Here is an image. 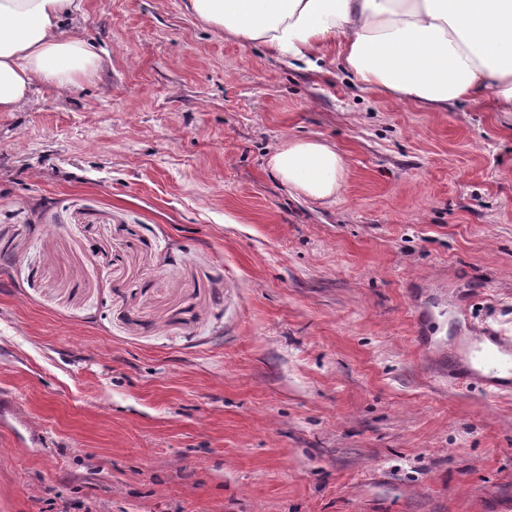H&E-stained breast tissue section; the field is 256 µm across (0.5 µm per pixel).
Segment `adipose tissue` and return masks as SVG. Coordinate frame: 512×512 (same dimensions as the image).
<instances>
[{
	"label": "adipose tissue",
	"instance_id": "adipose-tissue-1",
	"mask_svg": "<svg viewBox=\"0 0 512 512\" xmlns=\"http://www.w3.org/2000/svg\"><path fill=\"white\" fill-rule=\"evenodd\" d=\"M202 24L318 70L338 44L359 86L422 108L492 96L512 112V0H188ZM83 0H0V112L19 111L34 86L60 94L97 67L86 40L64 24ZM267 165L314 200L335 198L343 156L318 139H284Z\"/></svg>",
	"mask_w": 512,
	"mask_h": 512
}]
</instances>
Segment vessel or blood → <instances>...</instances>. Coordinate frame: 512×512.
I'll list each match as a JSON object with an SVG mask.
<instances>
[{
  "label": "vessel or blood",
  "mask_w": 512,
  "mask_h": 512,
  "mask_svg": "<svg viewBox=\"0 0 512 512\" xmlns=\"http://www.w3.org/2000/svg\"><path fill=\"white\" fill-rule=\"evenodd\" d=\"M469 348L478 364L467 367L452 361L448 381L455 385L477 382L494 393L512 391V337L489 327L475 328ZM0 432L12 435L18 445L38 444L40 433L25 426L14 400L0 398Z\"/></svg>",
  "instance_id": "vessel-or-blood-1"
}]
</instances>
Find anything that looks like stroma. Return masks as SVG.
Returning <instances> with one entry per match:
<instances>
[{"label":"stroma","instance_id":"stroma-1","mask_svg":"<svg viewBox=\"0 0 512 512\" xmlns=\"http://www.w3.org/2000/svg\"><path fill=\"white\" fill-rule=\"evenodd\" d=\"M97 69L0 112V512H512V112H430L200 24L84 0ZM343 152L335 200L284 138ZM271 172L286 186L314 200L336 197L346 172L343 156L318 139L286 138L267 160ZM470 352L480 368L456 361L448 362V382L464 385L478 382L493 393L512 390V337L489 327L474 328L469 341ZM18 425L24 428V433L18 429ZM0 431L4 435H12L16 443L24 448H28L27 442L37 446L40 442V432L25 423L14 400L7 396L0 398Z\"/></svg>","mask_w":512,"mask_h":512}]
</instances>
